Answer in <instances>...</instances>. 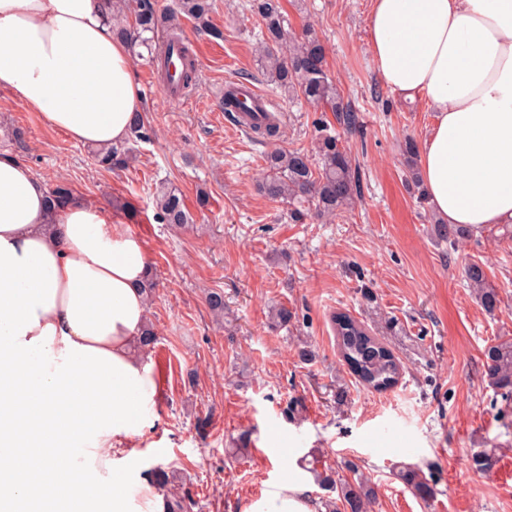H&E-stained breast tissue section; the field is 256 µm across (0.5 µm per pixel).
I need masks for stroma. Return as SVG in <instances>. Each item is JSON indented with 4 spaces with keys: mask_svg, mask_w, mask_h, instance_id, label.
Wrapping results in <instances>:
<instances>
[{
    "mask_svg": "<svg viewBox=\"0 0 512 512\" xmlns=\"http://www.w3.org/2000/svg\"><path fill=\"white\" fill-rule=\"evenodd\" d=\"M243 2L216 0L220 40L182 20L196 63L182 99L145 83L149 68L133 59L149 140L126 169L98 167L88 146L0 89V151L47 184L65 181L74 196L111 209L147 246L156 343L141 356L160 383L137 439L141 466L175 470L188 512H243L287 478L288 459L313 448L324 468L344 477L352 463L371 480L370 512H512V401L489 386L484 357L487 346L512 338V237L499 224L455 245L436 238L425 218L431 205L406 188L400 153L404 139L422 142L434 114L380 78L368 45L369 0H281L292 31L311 27L324 43L328 72L359 117L345 137L361 189L355 209L330 224L289 223L285 206L259 189L270 146L234 125L222 107L224 85L240 79L270 97L285 149H310L317 114L263 75L257 18ZM162 182L181 192L192 227L161 223L154 193ZM473 262L499 290L495 314L468 286ZM215 290L226 303L220 324L205 302ZM276 305L294 312L288 327L271 326ZM340 312L399 359L394 387L367 389L350 372L331 321ZM305 346L312 361L299 356ZM293 399L303 403L297 422L285 414ZM244 432L247 455L231 457ZM481 448L497 451L487 473L468 463ZM403 463L433 465V505L397 477Z\"/></svg>",
    "mask_w": 512,
    "mask_h": 512,
    "instance_id": "35a3bbf8",
    "label": "stroma"
}]
</instances>
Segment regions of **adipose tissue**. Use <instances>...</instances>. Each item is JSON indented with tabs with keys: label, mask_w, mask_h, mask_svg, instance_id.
<instances>
[{
	"label": "adipose tissue",
	"mask_w": 512,
	"mask_h": 512,
	"mask_svg": "<svg viewBox=\"0 0 512 512\" xmlns=\"http://www.w3.org/2000/svg\"><path fill=\"white\" fill-rule=\"evenodd\" d=\"M112 0H0V87L71 140L124 142L140 87ZM368 44L386 87L421 98L434 123L421 180L442 221L512 224V0H371ZM150 261L111 212L75 198L51 211L31 168L0 152V424L41 426L50 472L96 474L112 512H166L138 470L156 390L135 348L147 325ZM17 434L0 431V512L28 497ZM311 476L288 477L243 512H324Z\"/></svg>",
	"instance_id": "obj_1"
}]
</instances>
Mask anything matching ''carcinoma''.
Here are the masks:
<instances>
[{
  "label": "carcinoma",
  "mask_w": 512,
  "mask_h": 512,
  "mask_svg": "<svg viewBox=\"0 0 512 512\" xmlns=\"http://www.w3.org/2000/svg\"><path fill=\"white\" fill-rule=\"evenodd\" d=\"M214 0H175L170 12L159 9L157 0H113L114 31L124 39L129 48L147 49V63L156 68L163 82L170 79L173 65L171 50L179 46L178 60L181 66L177 88L185 90L195 84V59L190 48L181 42L178 33L179 19L185 18L204 34L215 40L224 39V32L214 26L210 13ZM244 8L259 20L256 34L259 65L270 78V82L289 98L306 102L332 112L339 129L331 127L322 118L314 122L311 141L315 157L301 150H286L281 147L267 152L264 158L266 175L261 191L270 199L288 206V219L294 224H304L309 218L329 220L352 210L360 197L359 183L355 179L352 161L342 135L357 127L354 112L344 107L338 88L326 67L325 47L317 35L308 30L300 36L289 27L281 0H248ZM166 27L169 36L166 44L153 47L161 27ZM240 88L224 86V109L227 112H250L241 102ZM250 127L254 137L270 140L278 136L280 126L269 113L262 117H251ZM148 139L143 116H135L129 137L121 144L93 151L94 161L107 169H121L130 165L133 154L128 147L131 142ZM417 147L414 140H404L402 152L409 164L406 177L412 189L419 188V176L411 167ZM49 198L54 208L67 204L73 198V190L64 181L49 189ZM162 223L176 229L192 224L182 194L175 188L162 185L154 198ZM435 225L437 235L456 242L469 229L456 224H446L436 214L427 216ZM465 277L484 310L492 315L500 306L497 289L488 284L485 271L478 263L465 269ZM294 314L288 307L279 305L271 310V324L275 328H286ZM336 344L343 361L366 388L384 390L394 385L400 375V363L395 355L363 323L345 313L333 317ZM485 375L490 386L504 398L512 397V340H500L489 345L485 351ZM311 459L306 461L309 472L321 489L336 494L324 497L326 512H366L376 499V490L370 480L351 466L353 479H335L334 474L319 469L321 454L314 449ZM470 465L478 471L490 470L495 463V449L482 448L473 452ZM432 466L408 465L399 476L411 493L427 501L435 492L433 473H425Z\"/></svg>",
  "instance_id": "1"
}]
</instances>
